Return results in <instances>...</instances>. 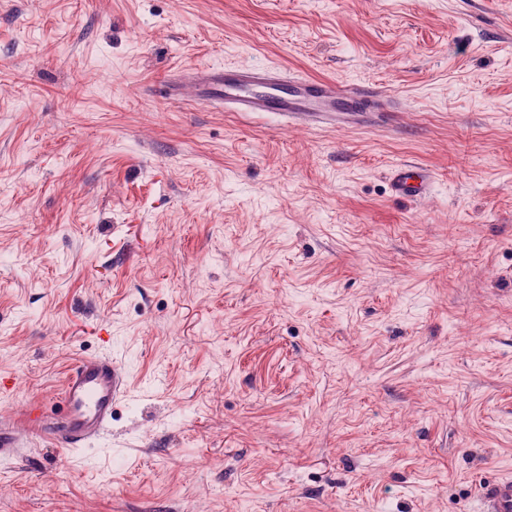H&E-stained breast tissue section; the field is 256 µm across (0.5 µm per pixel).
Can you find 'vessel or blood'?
<instances>
[{
  "mask_svg": "<svg viewBox=\"0 0 512 512\" xmlns=\"http://www.w3.org/2000/svg\"><path fill=\"white\" fill-rule=\"evenodd\" d=\"M192 93L196 100L227 112H275L307 124H335L376 114V92L354 84L343 88L328 80L294 76L275 66L204 68L169 79L163 95L170 100ZM432 175L423 167L403 164L393 169V193L403 198L428 194ZM125 394V374L109 357L79 360L68 373L61 402L63 415L49 426L39 408L28 414L40 431L53 430L64 444L77 448L98 438L112 422V408ZM21 439L12 425L0 421V459L17 457ZM479 512H512V477L481 488Z\"/></svg>",
  "mask_w": 512,
  "mask_h": 512,
  "instance_id": "1",
  "label": "vessel or blood"
}]
</instances>
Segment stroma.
Segmentation results:
<instances>
[{"label": "stroma", "mask_w": 512, "mask_h": 512, "mask_svg": "<svg viewBox=\"0 0 512 512\" xmlns=\"http://www.w3.org/2000/svg\"><path fill=\"white\" fill-rule=\"evenodd\" d=\"M240 65L391 115L155 94ZM102 355L107 431L33 433ZM0 418V512H476L512 476V0H0ZM432 175L423 167L403 164L391 171L392 192L403 198H421L430 191ZM21 447V439L15 428L0 421V459L17 457Z\"/></svg>", "instance_id": "stroma-1"}]
</instances>
